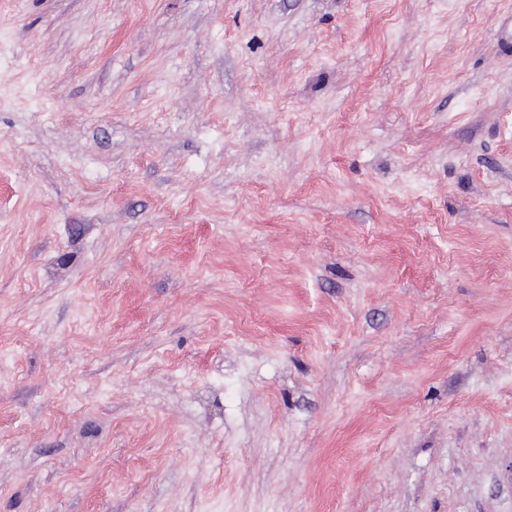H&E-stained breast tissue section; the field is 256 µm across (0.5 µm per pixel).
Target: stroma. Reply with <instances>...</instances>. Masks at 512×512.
Instances as JSON below:
<instances>
[{"instance_id":"stroma-1","label":"stroma","mask_w":512,"mask_h":512,"mask_svg":"<svg viewBox=\"0 0 512 512\" xmlns=\"http://www.w3.org/2000/svg\"><path fill=\"white\" fill-rule=\"evenodd\" d=\"M512 0H0V512H512Z\"/></svg>"}]
</instances>
